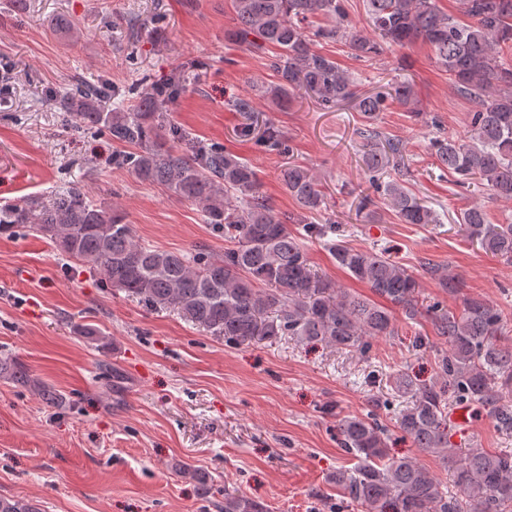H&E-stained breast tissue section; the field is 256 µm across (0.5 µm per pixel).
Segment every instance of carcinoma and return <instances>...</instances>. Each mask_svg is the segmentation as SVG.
<instances>
[{"instance_id": "carcinoma-1", "label": "carcinoma", "mask_w": 512, "mask_h": 512, "mask_svg": "<svg viewBox=\"0 0 512 512\" xmlns=\"http://www.w3.org/2000/svg\"><path fill=\"white\" fill-rule=\"evenodd\" d=\"M234 36L252 51L274 48L271 67L281 84L274 96L301 93L325 107L358 99L368 118L385 110V96L356 97L354 81L331 57L315 50L303 24L321 15L332 21L314 33L342 42L357 59H370L384 44L421 41L448 72L460 95L474 101L469 135L460 140L434 138L431 150L461 186L482 185L492 195L512 200V67L499 53L512 47V0H457L462 21L441 11L436 0H367L373 35L348 21L344 0H231ZM182 67L166 81L151 85L125 105L106 106L109 89L80 79L59 101L68 126L101 128L112 142L127 148L116 163L142 182L157 183L195 205L206 223L224 233L230 246L221 256L202 249L174 252L145 245L116 207L97 206L74 187L49 201L29 196L0 207V231L28 228L56 247L99 270L105 284L153 309L171 308L187 321L224 339L228 345L294 336L303 343L367 353L371 339L396 336L389 309L348 293L314 273L300 238L288 220L275 215L259 191L253 167L216 144L188 138L167 117V99L181 84ZM403 104L415 103L412 83L391 92ZM368 140L363 163L374 192L386 200L403 224H433L432 210L396 179L380 180L387 154ZM185 145V151L178 150ZM288 192L300 208L314 213L324 197L313 172L290 164L283 172ZM463 231L488 254L512 263V224H491L482 206L467 208ZM336 264L372 293L401 308L409 319L426 314L447 348L438 353V379L419 384L403 372L397 392L411 397L399 413V429L415 447L451 464L456 490L424 470L411 457L386 460L384 428L377 422L378 401L363 416L339 421L341 445L358 459L336 472L347 505L362 512H512V448L494 453L456 448L448 435V410L467 404L483 410L500 430L512 434V343H503L500 310L478 299L465 300L459 313L440 303L420 302V283L407 269L377 253L332 244ZM425 273L454 294L459 281L434 263ZM0 377L25 386L29 375L18 363L0 360ZM0 512H40L36 504L0 497ZM224 512H265L262 504L224 490Z\"/></svg>"}]
</instances>
